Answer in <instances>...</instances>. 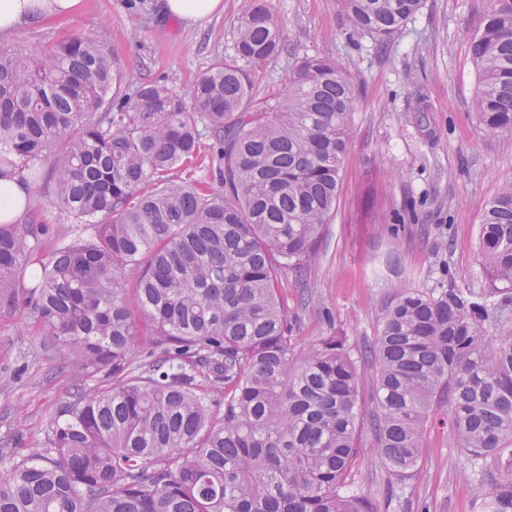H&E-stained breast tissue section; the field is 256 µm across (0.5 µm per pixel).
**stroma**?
<instances>
[{"mask_svg":"<svg viewBox=\"0 0 512 512\" xmlns=\"http://www.w3.org/2000/svg\"><path fill=\"white\" fill-rule=\"evenodd\" d=\"M288 52L257 75L261 95L281 92L296 57L329 55L353 88L351 137L336 209L325 225L319 258L302 277L282 274L280 294L298 312V351L310 352L334 333L374 341L385 303L397 285L432 288L443 275L457 287L488 288L478 257L486 203L512 179V132L486 134L471 110L478 73L471 39L490 0H422L384 45L350 39L339 0H266ZM254 0H224L223 11L188 26L165 16L157 0H85L82 13L0 36V49L32 51L70 35L107 48L123 75L119 96L140 83L169 79L190 98L195 79L217 56L232 52L233 24ZM53 159L44 157L31 210L55 233L39 246L51 252L71 229L53 204ZM23 306L0 309V457L21 458L40 440L70 381L59 358ZM423 455L400 497L387 498L389 474L360 419L348 491L374 500L378 512H481L479 478L437 411Z\"/></svg>","mask_w":512,"mask_h":512,"instance_id":"35a3bbf8","label":"stroma"}]
</instances>
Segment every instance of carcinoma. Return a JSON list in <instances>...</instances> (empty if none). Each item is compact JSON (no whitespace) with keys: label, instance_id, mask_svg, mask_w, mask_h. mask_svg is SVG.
<instances>
[{"label":"carcinoma","instance_id":"carcinoma-1","mask_svg":"<svg viewBox=\"0 0 512 512\" xmlns=\"http://www.w3.org/2000/svg\"><path fill=\"white\" fill-rule=\"evenodd\" d=\"M420 4L341 0L352 35L376 42ZM232 50L199 76L191 107L159 81L107 100L121 76L87 36L36 56L0 50V175L33 184L53 155L55 203L88 232L45 254L34 240L52 225L0 223V302L22 301L71 377L43 440L0 467V512H377L346 491L366 357L389 473L410 476L446 404L490 483L482 512H512V181L483 211L484 300L400 285L373 344L322 336L300 356L278 275L305 273L336 208L352 88L335 60L305 56L286 91L257 96V73L286 52L264 0ZM471 54L480 125L511 131L512 0H492ZM205 134L222 194L174 175ZM137 345L148 362L134 367ZM100 372L112 381L89 384Z\"/></svg>","mask_w":512,"mask_h":512}]
</instances>
